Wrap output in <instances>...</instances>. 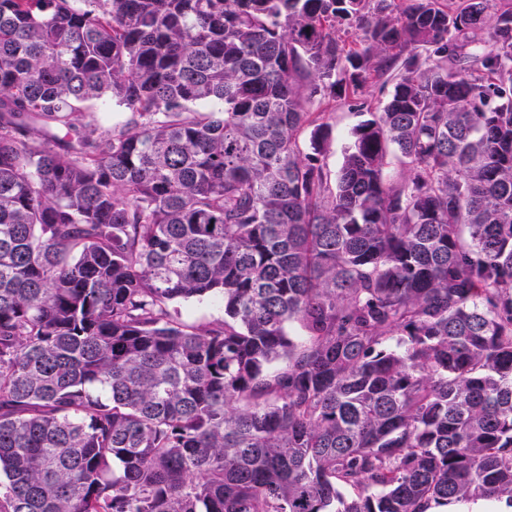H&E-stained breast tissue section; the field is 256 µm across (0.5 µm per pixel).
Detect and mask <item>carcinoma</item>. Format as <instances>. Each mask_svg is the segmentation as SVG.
<instances>
[{"instance_id": "obj_1", "label": "carcinoma", "mask_w": 512, "mask_h": 512, "mask_svg": "<svg viewBox=\"0 0 512 512\" xmlns=\"http://www.w3.org/2000/svg\"><path fill=\"white\" fill-rule=\"evenodd\" d=\"M326 101L370 113L334 175ZM478 498L512 508V0H0V512ZM97 114L101 124L105 128L119 130L129 122L131 114L120 106L115 99L100 102L97 106ZM181 319L195 326L204 327L217 319L224 318V307L210 300H191L177 304Z\"/></svg>"}]
</instances>
